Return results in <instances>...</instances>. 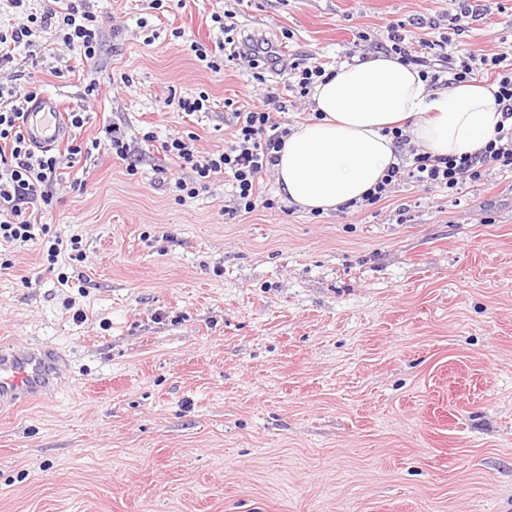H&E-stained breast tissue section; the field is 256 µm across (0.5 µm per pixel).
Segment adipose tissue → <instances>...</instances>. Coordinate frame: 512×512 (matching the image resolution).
Segmentation results:
<instances>
[{
    "label": "adipose tissue",
    "instance_id": "obj_1",
    "mask_svg": "<svg viewBox=\"0 0 512 512\" xmlns=\"http://www.w3.org/2000/svg\"><path fill=\"white\" fill-rule=\"evenodd\" d=\"M311 101L320 117L288 135L275 173L289 202L325 213L361 199L397 164L387 128L408 123L427 152L448 156L480 151L502 119L485 85L432 90L418 68L382 54L339 66Z\"/></svg>",
    "mask_w": 512,
    "mask_h": 512
}]
</instances>
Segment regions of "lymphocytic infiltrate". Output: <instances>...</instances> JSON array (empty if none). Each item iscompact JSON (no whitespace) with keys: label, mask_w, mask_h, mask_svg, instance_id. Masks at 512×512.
<instances>
[{"label":"lymphocytic infiltrate","mask_w":512,"mask_h":512,"mask_svg":"<svg viewBox=\"0 0 512 512\" xmlns=\"http://www.w3.org/2000/svg\"><path fill=\"white\" fill-rule=\"evenodd\" d=\"M8 9L19 17L10 29L0 30V69L14 61L20 46L36 47L39 54L52 52L51 43L36 44L40 32H53L55 40L79 60L97 57L101 48V26L87 0H49L41 14L27 13L26 0H5ZM450 39H412L404 23L390 24L384 40L356 45L360 60L371 52L393 54L406 64L420 65L427 55L446 50ZM452 83L482 81L491 77V94L503 118L512 120V59L497 53L491 56L468 53L454 58ZM35 90L22 89L19 83H0V242L38 244L41 216L53 207L65 156L77 155L82 148L68 145L65 152L34 151L22 132L27 104L36 99ZM288 104L279 93L269 91L257 101L236 108L233 138L224 150L200 152L193 136L173 134L158 140L155 133H142L132 142L116 130H109L107 141L93 139L92 149H106L126 161L128 172H135V155L140 147L158 146L164 158L182 168L189 177L177 178L174 189L178 201L195 198L200 191L222 176H230L234 188L233 213H250L257 207L273 208V199L263 196L261 181L273 172L289 128L278 121V113ZM512 171V127L498 126L496 135L473 154L433 156L422 149L412 152L411 161L390 166L376 186L358 202V209L375 205L390 196L401 182L412 179L430 188L454 190L458 186L484 179L490 170Z\"/></svg>","instance_id":"f902f5d3"}]
</instances>
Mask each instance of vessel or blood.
<instances>
[{
    "mask_svg": "<svg viewBox=\"0 0 512 512\" xmlns=\"http://www.w3.org/2000/svg\"><path fill=\"white\" fill-rule=\"evenodd\" d=\"M56 100L43 96L33 102L25 116L27 140L39 148H54L63 139V128L53 117ZM58 358L41 346H0V405H21L45 397L55 384Z\"/></svg>",
    "mask_w": 512,
    "mask_h": 512,
    "instance_id": "obj_1",
    "label": "vessel or blood"
}]
</instances>
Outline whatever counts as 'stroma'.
Masks as SVG:
<instances>
[{
  "label": "stroma",
  "instance_id": "1",
  "mask_svg": "<svg viewBox=\"0 0 512 512\" xmlns=\"http://www.w3.org/2000/svg\"><path fill=\"white\" fill-rule=\"evenodd\" d=\"M483 3L454 35L450 0H90L99 56L72 74L20 48L13 68L88 113L77 141L148 128L212 152L232 106L263 93L255 72L277 81L267 62L197 60L212 13L332 68L359 34L419 15L448 53L512 54V0ZM202 92L207 111L164 105ZM182 174L154 153L133 176L76 159L46 222L82 258L0 244V343L63 360L46 400L0 407V512H512V172L320 215L272 178L271 209L225 214L227 178L180 203Z\"/></svg>",
  "mask_w": 512,
  "mask_h": 512
}]
</instances>
